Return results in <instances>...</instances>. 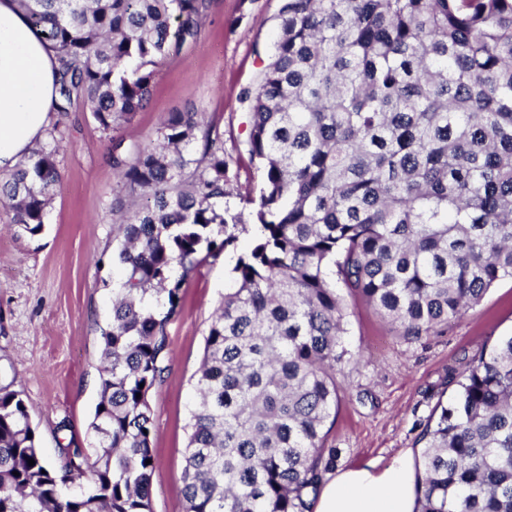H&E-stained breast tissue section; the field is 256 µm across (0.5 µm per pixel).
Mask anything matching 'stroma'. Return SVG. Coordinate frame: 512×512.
<instances>
[{
  "mask_svg": "<svg viewBox=\"0 0 512 512\" xmlns=\"http://www.w3.org/2000/svg\"><path fill=\"white\" fill-rule=\"evenodd\" d=\"M280 5L210 0L197 37L160 66L148 103L130 122L106 132L83 103L74 104L61 127L62 180L41 234L18 231L0 208V386L23 392L48 461H57L62 445L89 451L95 444L89 424L99 400L100 329L122 278L112 261L118 246L112 191L120 185L113 142L152 144L169 113H203L224 133L230 176L225 230L236 237L235 252L246 251L261 178L248 153L242 93L258 81ZM235 252L197 268L168 327L164 380L149 396L157 462L153 512H185L180 476L195 375L212 316L232 285ZM347 304V354L336 370L341 393L324 440L338 452L339 471L368 460L385 467L412 455L437 404L455 395L449 370L463 371V356L490 350L512 334L511 279L499 281L447 330L418 340L400 336L362 301L351 297Z\"/></svg>",
  "mask_w": 512,
  "mask_h": 512,
  "instance_id": "1",
  "label": "stroma"
}]
</instances>
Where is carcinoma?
<instances>
[{
  "label": "carcinoma",
  "instance_id": "carcinoma-1",
  "mask_svg": "<svg viewBox=\"0 0 512 512\" xmlns=\"http://www.w3.org/2000/svg\"><path fill=\"white\" fill-rule=\"evenodd\" d=\"M18 3L57 55L54 112L81 100L110 131L143 108L209 0ZM277 20L243 94L262 186L205 337L185 512H310L336 465L323 441L346 354L340 289L420 339L512 279V0H282ZM60 150L54 127L0 171V205L31 235ZM112 166L123 280L101 329L95 448L48 462L23 392L0 387V512H153L149 395L167 327L190 275L234 243L223 134L171 112L155 144H116ZM438 409L417 440L413 512H512V336L468 362ZM84 475L86 492L62 495Z\"/></svg>",
  "mask_w": 512,
  "mask_h": 512
}]
</instances>
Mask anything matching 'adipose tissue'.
Masks as SVG:
<instances>
[{"label": "adipose tissue", "instance_id": "obj_1", "mask_svg": "<svg viewBox=\"0 0 512 512\" xmlns=\"http://www.w3.org/2000/svg\"><path fill=\"white\" fill-rule=\"evenodd\" d=\"M56 56L17 0H0V171L13 169L41 141L56 96ZM415 469L398 457L365 462L322 487L315 512H413Z\"/></svg>", "mask_w": 512, "mask_h": 512}]
</instances>
